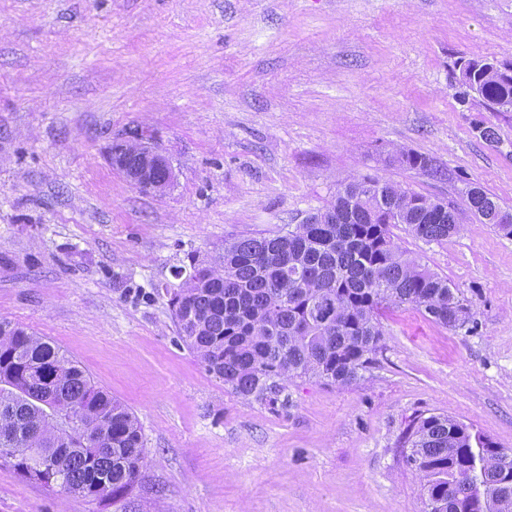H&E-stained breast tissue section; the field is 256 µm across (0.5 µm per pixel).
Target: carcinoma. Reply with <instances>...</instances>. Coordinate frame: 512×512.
<instances>
[{
    "label": "carcinoma",
    "mask_w": 512,
    "mask_h": 512,
    "mask_svg": "<svg viewBox=\"0 0 512 512\" xmlns=\"http://www.w3.org/2000/svg\"><path fill=\"white\" fill-rule=\"evenodd\" d=\"M463 84L497 111L512 110L501 64L468 60ZM471 213L512 235L509 211L479 187ZM407 225L427 243L460 230L457 214L426 196L364 176L340 185L334 202L276 234L242 235L171 289L181 339L214 378L243 397L277 406L287 384L314 377L348 385L375 364L381 317L410 306L459 326L466 306L448 279L393 241ZM404 462L434 512H512V448L446 416L412 424ZM25 479L98 501L125 499L146 478L147 451L135 414L96 386L44 336L0 319V461ZM469 473L465 481L457 471Z\"/></svg>",
    "instance_id": "carcinoma-1"
}]
</instances>
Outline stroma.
<instances>
[{"label":"stroma","instance_id":"35a3bbf8","mask_svg":"<svg viewBox=\"0 0 512 512\" xmlns=\"http://www.w3.org/2000/svg\"><path fill=\"white\" fill-rule=\"evenodd\" d=\"M512 63V0H0V318L49 338L136 415L155 512H424L400 456L419 414L512 448V112L468 97L457 64ZM491 138H484L482 130ZM158 145L169 187L113 166ZM427 157L428 169L396 156ZM369 174L459 213L439 243H395L465 298L449 328L385 312L355 384L241 398L180 339L168 286L190 255L273 234ZM0 512H121L0 462ZM467 200L471 213L479 223L492 224L505 235H512V223L502 224L503 219L510 213L504 210L493 196L479 187H474L467 192Z\"/></svg>","mask_w":512,"mask_h":512}]
</instances>
